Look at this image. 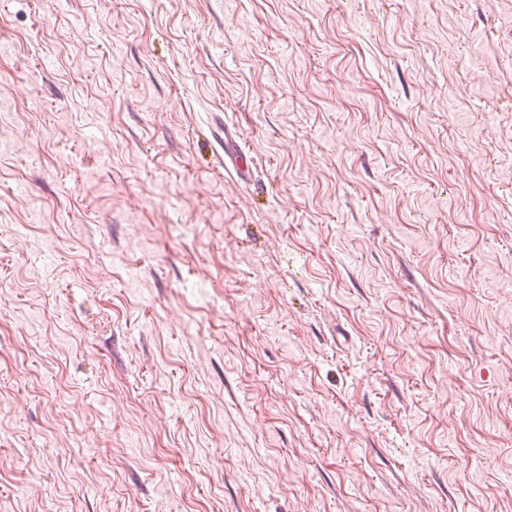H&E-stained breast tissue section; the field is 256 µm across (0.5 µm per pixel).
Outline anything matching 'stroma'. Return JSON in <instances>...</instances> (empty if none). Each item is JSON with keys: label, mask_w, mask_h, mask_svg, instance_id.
Instances as JSON below:
<instances>
[{"label": "stroma", "mask_w": 512, "mask_h": 512, "mask_svg": "<svg viewBox=\"0 0 512 512\" xmlns=\"http://www.w3.org/2000/svg\"><path fill=\"white\" fill-rule=\"evenodd\" d=\"M0 512H512V0H0Z\"/></svg>", "instance_id": "obj_1"}]
</instances>
